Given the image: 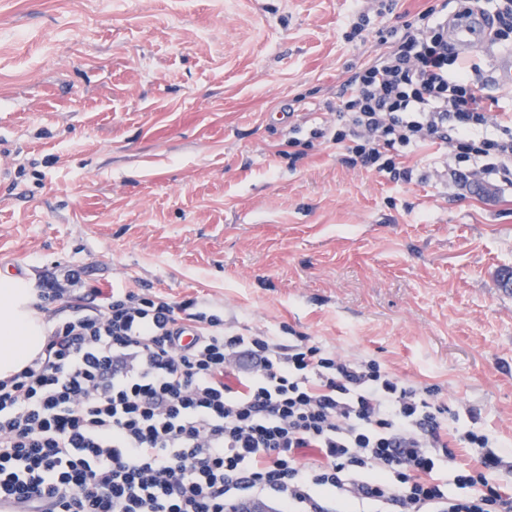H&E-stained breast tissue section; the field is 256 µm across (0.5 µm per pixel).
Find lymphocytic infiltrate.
<instances>
[{
  "label": "lymphocytic infiltrate",
  "instance_id": "lymphocytic-infiltrate-1",
  "mask_svg": "<svg viewBox=\"0 0 512 512\" xmlns=\"http://www.w3.org/2000/svg\"><path fill=\"white\" fill-rule=\"evenodd\" d=\"M480 8L441 0L388 29V51L345 82L336 128L318 136L395 182L413 179L407 153L440 143L459 180L512 184V104L483 95L480 62L448 42ZM32 307L44 347L0 377V501L23 512H232L260 497L280 512H512V450L450 427L433 389L374 360L76 270L40 281ZM458 442L475 463L458 462Z\"/></svg>",
  "mask_w": 512,
  "mask_h": 512
}]
</instances>
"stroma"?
Masks as SVG:
<instances>
[{
	"mask_svg": "<svg viewBox=\"0 0 512 512\" xmlns=\"http://www.w3.org/2000/svg\"><path fill=\"white\" fill-rule=\"evenodd\" d=\"M437 2L350 41L367 0H0V276L198 299L439 387L512 447V186H460L442 150L395 183L314 135Z\"/></svg>",
	"mask_w": 512,
	"mask_h": 512,
	"instance_id": "35a3bbf8",
	"label": "stroma"
}]
</instances>
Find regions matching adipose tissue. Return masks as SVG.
Returning a JSON list of instances; mask_svg holds the SVG:
<instances>
[{
  "label": "adipose tissue",
  "mask_w": 512,
  "mask_h": 512,
  "mask_svg": "<svg viewBox=\"0 0 512 512\" xmlns=\"http://www.w3.org/2000/svg\"><path fill=\"white\" fill-rule=\"evenodd\" d=\"M30 292L0 278V375L21 370L42 350L46 326L29 308Z\"/></svg>",
  "instance_id": "obj_1"
}]
</instances>
